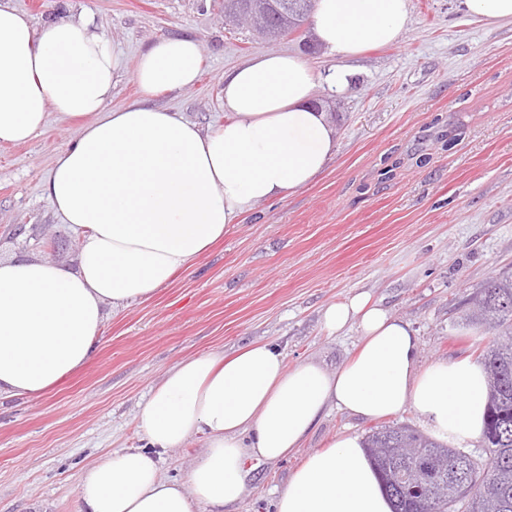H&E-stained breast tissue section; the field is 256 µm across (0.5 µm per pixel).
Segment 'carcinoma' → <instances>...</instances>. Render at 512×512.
<instances>
[{"instance_id": "obj_1", "label": "carcinoma", "mask_w": 512, "mask_h": 512, "mask_svg": "<svg viewBox=\"0 0 512 512\" xmlns=\"http://www.w3.org/2000/svg\"><path fill=\"white\" fill-rule=\"evenodd\" d=\"M254 14L277 29L294 32L309 15L305 0H224V15ZM466 325L497 331L478 359L487 373L488 408L480 448H450L404 424L381 425L366 435L365 449L379 474L396 466L394 450L412 449V463L431 464L429 491L444 512H512V271L503 272L468 299ZM461 477L448 481V468ZM393 512H415V493L406 486L384 485Z\"/></svg>"}]
</instances>
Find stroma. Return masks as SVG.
Listing matches in <instances>:
<instances>
[{
	"label": "stroma",
	"mask_w": 512,
	"mask_h": 512,
	"mask_svg": "<svg viewBox=\"0 0 512 512\" xmlns=\"http://www.w3.org/2000/svg\"><path fill=\"white\" fill-rule=\"evenodd\" d=\"M35 21L81 13L120 51L112 108L139 100L143 50L194 38L204 61L193 87L152 106L208 129L224 121V76L267 52H298L319 74L344 65L313 25L266 43L224 18V0H13ZM396 43L356 60L350 90L317 91L337 152L306 188L255 206L223 240L155 297L110 314L88 362L41 397H0V512H75L84 468L144 446L139 412L178 361L279 345L287 367L333 372L360 341L356 326L329 333L324 308L358 293L408 323L419 368L476 360L493 335L461 326L467 299L512 265V26L484 27L458 0H409ZM80 121L50 117L26 142L0 144V258L74 265L81 240L42 191ZM373 421L328 406L303 448L248 461L231 512H274L311 453Z\"/></svg>",
	"instance_id": "obj_1"
}]
</instances>
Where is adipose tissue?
Returning a JSON list of instances; mask_svg holds the SVG:
<instances>
[{
	"mask_svg": "<svg viewBox=\"0 0 512 512\" xmlns=\"http://www.w3.org/2000/svg\"><path fill=\"white\" fill-rule=\"evenodd\" d=\"M408 0H315L318 42L348 60L394 43ZM202 55L190 37L141 53L142 101L114 109L121 59L84 14L34 22L0 0V142L20 143L51 115L88 117L55 157L44 192L79 235L75 269L36 258L0 259V395L35 397L83 366L106 306L150 299L257 204L307 186L328 166L336 140L312 105L319 86L347 91L349 65L324 77L298 54L257 55L224 76L221 126L203 131L149 105L158 93L197 82ZM323 325L357 323L362 343L333 372L286 368L271 342L210 352L173 365L139 414L147 445L86 469L77 512H220L241 500L247 459L278 461L301 448L327 405L362 418L412 408L450 445L483 430L487 378L469 360L416 368L409 325L366 295L329 304ZM202 436L206 452L186 480L165 477L158 454ZM275 512H391L356 436L313 453L291 475Z\"/></svg>",
	"mask_w": 512,
	"mask_h": 512,
	"instance_id": "obj_1",
	"label": "adipose tissue"
}]
</instances>
